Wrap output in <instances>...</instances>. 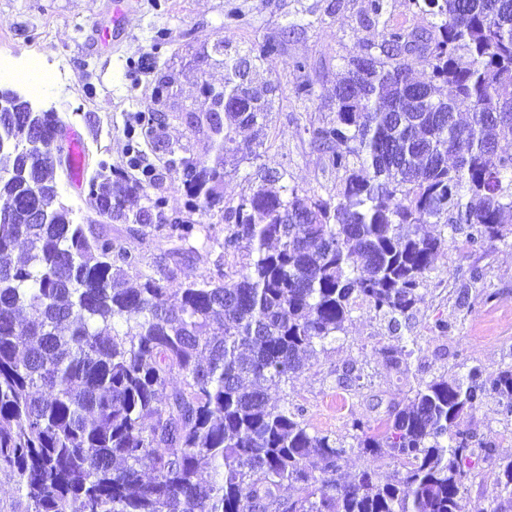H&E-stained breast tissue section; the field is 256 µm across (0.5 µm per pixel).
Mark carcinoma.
<instances>
[{
  "instance_id": "cac0c4a2",
  "label": "carcinoma",
  "mask_w": 512,
  "mask_h": 512,
  "mask_svg": "<svg viewBox=\"0 0 512 512\" xmlns=\"http://www.w3.org/2000/svg\"><path fill=\"white\" fill-rule=\"evenodd\" d=\"M370 2L379 55L347 62L336 120L310 130L345 173L336 200L261 184L224 204L233 133L259 124L276 91L240 84L239 68L276 55V38L223 59L224 98L188 115L208 126L207 158H173L164 115L140 113L128 142L138 174L101 161L90 175L87 202L107 223L186 241L195 225L146 192L141 145L164 148L187 209L224 219V253L245 243L253 255L219 281L170 288L121 237L75 222L59 193L70 165L50 149L65 124L5 92L14 118L0 124V469L27 512H496L467 502L473 434L459 422L488 398L512 418V366L421 384L377 430L353 421L362 453L398 461L384 481L368 467L338 481L342 442L270 400L343 331L356 301L399 328L455 233L472 249L512 235V153L499 150L512 140V0H415L434 22L410 32L386 18L385 0ZM430 219L450 237L422 233ZM20 248L25 262H6ZM403 341L381 349L397 370L421 350L418 337ZM482 451L512 496V458ZM286 485L296 493L283 496Z\"/></svg>"
}]
</instances>
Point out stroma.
Returning <instances> with one entry per match:
<instances>
[{
    "label": "stroma",
    "mask_w": 512,
    "mask_h": 512,
    "mask_svg": "<svg viewBox=\"0 0 512 512\" xmlns=\"http://www.w3.org/2000/svg\"><path fill=\"white\" fill-rule=\"evenodd\" d=\"M112 0H0V56L25 65L42 54L44 68L64 69L66 98L53 83L42 86L35 107L55 110L66 126L83 137L88 168L99 162L127 168L128 128L139 112L166 107L163 139L202 158L209 153L206 129L190 128L184 113L205 109L201 83L220 88L224 67L202 62L201 53L246 51L252 43L284 38L280 54L259 65L263 77L276 87L273 108L261 131L236 133L238 152L224 163V200L238 205L261 182L262 175L282 174V183L298 193L330 197L342 188L345 175L332 170L315 146L310 127L334 121V88L350 59L370 53L379 41L370 21L368 0H128L123 23L108 45L96 43V22H110ZM167 33L165 44L153 49L156 31ZM152 56L153 66L139 63ZM304 70H297V63ZM171 77L166 102H158L153 88L159 75ZM309 80L313 93L298 96V81ZM145 157L155 168L154 194L165 199V211L184 215L185 193L169 156L146 147ZM196 224L184 242L185 255L172 262L171 242L158 233H127L125 225H104V232L122 235L127 249L138 256L141 271L173 268L172 286L219 274L233 275L247 262V250L224 252V222L220 217L190 216ZM465 302H458L460 288ZM419 299L406 322L421 337L422 350L397 372L380 353L397 344L398 333L387 321L356 307L343 333L318 348L311 366L273 391V400L288 399L301 410L312 430L329 432L350 442L351 424L359 419L375 424L391 406L407 404L418 384L478 365L496 370L512 364V239L486 244L473 251L457 247L441 252L436 269L425 278ZM449 321L444 337H434L436 319ZM363 371L360 384L341 388L344 371ZM464 425L476 441L493 448L496 456H512V426L494 399H487Z\"/></svg>",
    "instance_id": "35a3bbf8"
}]
</instances>
